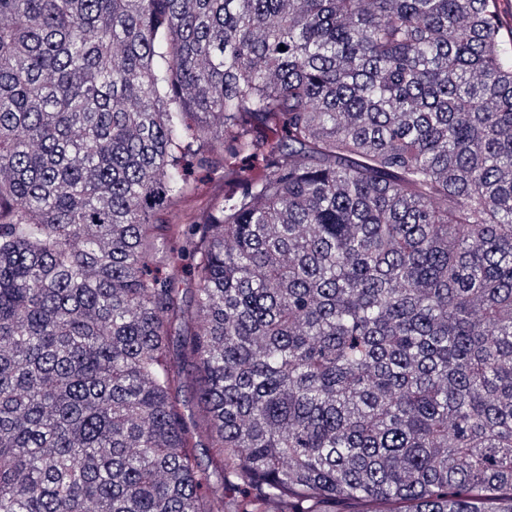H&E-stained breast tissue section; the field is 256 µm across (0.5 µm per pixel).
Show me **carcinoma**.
Returning a JSON list of instances; mask_svg holds the SVG:
<instances>
[{"mask_svg": "<svg viewBox=\"0 0 512 512\" xmlns=\"http://www.w3.org/2000/svg\"><path fill=\"white\" fill-rule=\"evenodd\" d=\"M228 496L512 512L496 0H0V512Z\"/></svg>", "mask_w": 512, "mask_h": 512, "instance_id": "cac0c4a2", "label": "carcinoma"}]
</instances>
